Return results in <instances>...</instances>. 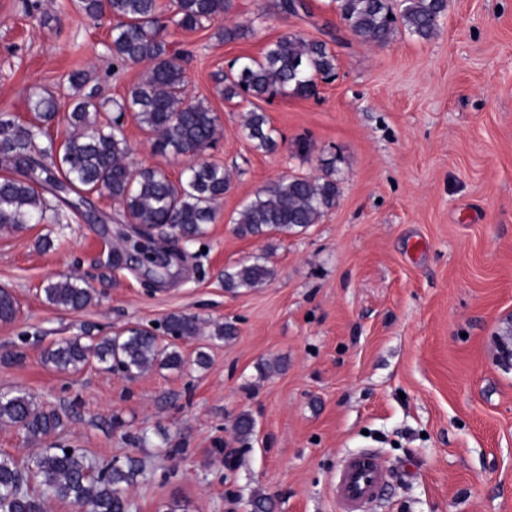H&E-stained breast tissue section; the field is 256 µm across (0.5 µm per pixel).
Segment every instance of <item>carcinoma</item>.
<instances>
[{"label": "carcinoma", "mask_w": 512, "mask_h": 512, "mask_svg": "<svg viewBox=\"0 0 512 512\" xmlns=\"http://www.w3.org/2000/svg\"><path fill=\"white\" fill-rule=\"evenodd\" d=\"M336 14L351 35L371 45L392 40L397 24L420 40L436 37L448 0H332ZM177 25L187 31L223 21L230 0H173ZM84 17H112V74L146 63L140 81L119 101L115 115L99 120L101 105L91 96H78L64 119L70 127L60 142L49 133L59 119L55 98L29 96L32 119L23 122L0 112V165L11 174L0 177V230L23 228L44 219L48 208L43 190L60 201L78 191L108 194L143 233L168 229L187 242L201 238L216 215V206L229 189L224 167L204 159L215 139L217 116L187 96L184 62L189 53L170 49L161 35L157 0H67ZM254 20L222 28L226 40L254 34ZM336 55L328 42L307 40L286 33L269 42L261 58L243 57L224 75V97L240 93L263 97L275 93L307 97L316 94L317 80L335 74ZM133 114L138 125L153 135V152L187 159L185 177L172 181L157 167L129 161L132 148L124 119ZM246 136L266 152L278 146L274 129L263 112L248 113ZM340 196L333 171L323 177H292L266 185L232 218L241 236L298 233L320 221ZM274 275L267 255L224 268V288L236 292L258 288ZM45 301L65 311L89 307L94 294L80 279L61 275L42 288ZM18 313L14 295L0 289V322ZM165 332L177 339L200 334L196 317L172 313ZM46 363L59 371L76 370L94 359L106 369L138 375L155 363L179 369L184 364L176 348L160 345L148 329H125L84 343L76 336L44 351ZM0 423L23 430L27 439L39 441L63 427V414L53 407H38L22 392L0 395ZM143 474L141 462L93 463L80 448L56 445L20 460L0 453V512H45L48 499L73 504L79 512H130L128 490Z\"/></svg>", "instance_id": "obj_1"}]
</instances>
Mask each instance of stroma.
I'll list each match as a JSON object with an SVG mask.
<instances>
[{"instance_id": "stroma-1", "label": "stroma", "mask_w": 512, "mask_h": 512, "mask_svg": "<svg viewBox=\"0 0 512 512\" xmlns=\"http://www.w3.org/2000/svg\"><path fill=\"white\" fill-rule=\"evenodd\" d=\"M39 0H0V111L29 120V93L49 91L67 113L68 72H91L85 93L110 117L144 68L112 74L110 19L95 22ZM277 0H231L225 25L250 19L253 35L224 40L217 25L185 31L159 0L164 33L188 50L187 91L218 118L207 160L231 175L198 242L140 239L104 194L95 219L50 199L46 219L0 232V287L16 297L0 323V393L66 410L46 444L84 449L102 464L135 457L144 474L132 512H339L338 471L374 451L387 474L370 512H512V0H448L437 37L399 32L358 43L330 0L284 15ZM286 33L328 41L336 76L309 97L225 99L215 80L260 57ZM266 113L278 148L257 149L247 112ZM135 163L182 177L186 160L155 154L134 121ZM334 167L340 196L317 224L288 236L242 237L232 219L267 183ZM52 247L42 250L43 239ZM173 260L160 281L147 266H113L112 252ZM272 250L273 279L225 290V267ZM75 274L96 293L79 312L57 309L42 288ZM173 312L205 333L177 344L181 368L136 376L89 361L61 372L51 344L91 341ZM233 323L234 337L208 328ZM209 355L207 367L196 362ZM255 422L248 443L233 429ZM146 442H138V434Z\"/></svg>"}]
</instances>
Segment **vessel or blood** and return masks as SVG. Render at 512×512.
I'll return each mask as SVG.
<instances>
[{
    "instance_id": "1",
    "label": "vessel or blood",
    "mask_w": 512,
    "mask_h": 512,
    "mask_svg": "<svg viewBox=\"0 0 512 512\" xmlns=\"http://www.w3.org/2000/svg\"><path fill=\"white\" fill-rule=\"evenodd\" d=\"M385 471L378 456L362 451L347 458L336 478L341 512H368L382 492Z\"/></svg>"
}]
</instances>
